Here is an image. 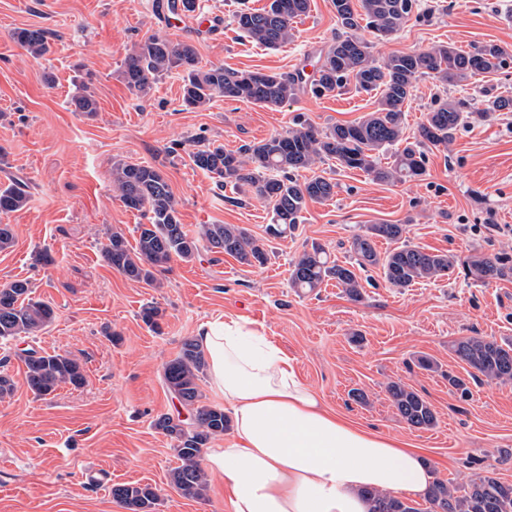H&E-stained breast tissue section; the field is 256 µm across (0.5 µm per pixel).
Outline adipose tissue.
Instances as JSON below:
<instances>
[{
	"instance_id": "obj_1",
	"label": "adipose tissue",
	"mask_w": 512,
	"mask_h": 512,
	"mask_svg": "<svg viewBox=\"0 0 512 512\" xmlns=\"http://www.w3.org/2000/svg\"><path fill=\"white\" fill-rule=\"evenodd\" d=\"M196 339L208 383L233 411V435L204 467L230 492L231 512H369L363 488L424 496L432 480L419 449L327 408L288 356L239 317Z\"/></svg>"
}]
</instances>
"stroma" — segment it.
I'll use <instances>...</instances> for the list:
<instances>
[{
    "instance_id": "35a3bbf8",
    "label": "stroma",
    "mask_w": 512,
    "mask_h": 512,
    "mask_svg": "<svg viewBox=\"0 0 512 512\" xmlns=\"http://www.w3.org/2000/svg\"><path fill=\"white\" fill-rule=\"evenodd\" d=\"M267 3L198 0L193 15L170 16L158 0H0V185L19 178L30 192L28 206L8 218L15 239L0 250V286L28 280L33 298L55 312L38 335L0 341V373L14 381L12 393L0 396V512H125L110 494L111 485L122 483L152 486V512H230L229 494L216 479L200 499L171 487L174 443L152 425L178 411L162 381L164 364L184 339L224 315L241 317L282 348L300 382L325 406L423 449L436 478L464 484L490 470L512 481V384L481 377L463 400L447 380L465 373L452 350L457 341L512 339V277L485 284L465 274L474 254L512 263V112L483 116L490 97L512 98V67L449 89L420 78L404 104L407 137L415 136L437 97L474 103L467 124L430 150L426 175L380 183L334 160L319 164L318 174L336 182L335 195L309 203L298 230L270 242L264 266L204 247L192 261L176 259L158 272L160 285L153 288L106 263L102 250L112 233L135 241V227L145 221L119 200L115 161L160 170L187 229L237 224L259 236L270 222L269 203L230 184L216 187L194 169L189 154L198 138L235 152L285 132L299 118L324 129L376 110V95L352 89L318 98L305 85L274 109L218 97L187 110L177 74L159 78L145 97L126 87L124 58L150 36L193 42L205 67L315 71L343 34L330 0H311L293 38L276 49L256 44L234 21L240 5ZM420 3L423 17L390 39L361 30L375 61L447 43L467 51L492 42L512 54V0ZM209 16L222 20V36L192 30V20ZM19 27L47 30L50 53L29 56L11 38ZM83 81L99 103L91 117L70 104ZM371 224L403 225V242L456 255L454 274L401 289L371 267L361 274L359 300L332 280L317 292L295 294L289 286L294 256L316 242L331 259L348 261L352 238ZM44 252L50 262L41 260ZM148 306L160 312L158 328L142 319ZM32 348L76 358L85 384L33 394L23 362ZM422 356L433 369L419 366ZM392 381L433 406L434 428L402 421L386 390ZM353 389L366 394L365 403L350 398ZM93 467L105 473V486L89 482Z\"/></svg>"
}]
</instances>
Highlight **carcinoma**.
I'll use <instances>...</instances> for the list:
<instances>
[{
	"instance_id": "carcinoma-1",
	"label": "carcinoma",
	"mask_w": 512,
	"mask_h": 512,
	"mask_svg": "<svg viewBox=\"0 0 512 512\" xmlns=\"http://www.w3.org/2000/svg\"><path fill=\"white\" fill-rule=\"evenodd\" d=\"M311 0H270L262 9L247 6L235 14L238 28L259 45L276 48L292 39V22L310 10ZM336 20L345 35L326 51L311 82V92L321 98L339 93L348 85L358 92L379 94L376 111L360 120L318 129L299 120L287 131L247 144L237 152L198 138L199 147L189 154L194 168L209 175L220 187L246 185L272 205V223L258 237L238 224H203L188 233L179 218V203L167 179L146 163L119 161L113 165V183L128 209L144 212L147 223L136 225V246L128 247L124 236L114 232L104 246L107 264L126 279L154 285L156 272L173 259L192 260L201 244L231 256L247 266L262 267L268 260L267 241L285 238L303 223L310 202H325L336 194V183L313 174L301 181L299 170H314L316 164L334 159L348 169L360 170L381 183L405 182L426 173L425 148L448 143L454 132L468 122L471 103L442 97L428 113L415 136L404 148L402 106L415 82L429 76L443 88L457 87L481 73L512 65V58L498 45L486 43L471 51L436 45L410 54L389 56L382 64L371 60L370 44L358 35L366 27L380 39L391 37L410 20L420 18L418 0H331ZM13 40L30 56L40 58L50 51L47 32L41 28H17ZM181 74V101L187 110L202 109L214 98L246 101L262 107H280L294 98L298 83L292 76L275 72L232 71L222 65L198 66L195 45L173 43L150 36L138 42L123 61L127 88L139 97L149 94L160 77ZM74 111L87 116L98 112V101L86 83L72 97ZM389 156L384 163L381 157ZM30 196L18 183L0 186V213L24 209ZM401 224H371L356 235L350 246L354 261L339 264L329 260L326 249L313 244L290 262L289 284L298 293H310L328 280L336 281L353 300L362 297L358 272L379 267L387 283L395 288L436 280L453 274V254L434 253L402 244L381 254L376 239L399 241ZM468 274L487 283L512 275V266L498 258L474 255ZM55 319L53 308L31 298L29 282L14 280L0 287V341L33 335ZM457 358L490 381L512 383V341L499 342L482 336L468 337L453 345ZM25 379L36 395L45 397L63 384L79 388L85 383L81 364L68 354L30 350L24 357ZM206 369L203 350L193 338L184 339L179 353L165 363L163 381L168 391L191 408L192 428L183 427L177 416L163 414L155 428L175 442L180 464L170 470V484L185 498L198 499L207 487L200 458L209 442L229 430L224 409L203 401L199 381ZM387 392L401 417L411 428L437 425L431 405L401 382L392 381ZM371 512H512V483L491 473L469 480L464 488L440 479L432 482L424 511L396 496L372 489L363 491ZM112 498L127 512H151L157 494L147 485L115 484Z\"/></svg>"
}]
</instances>
